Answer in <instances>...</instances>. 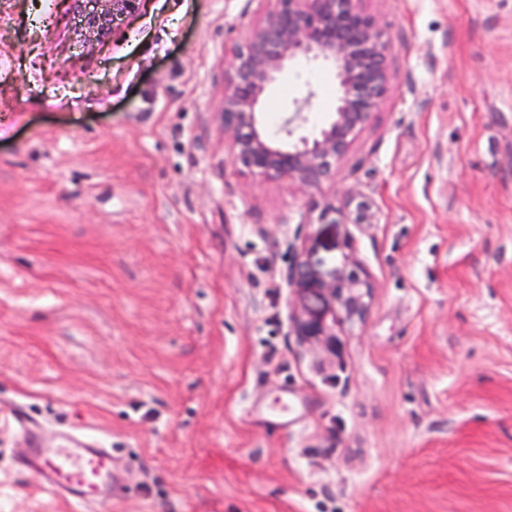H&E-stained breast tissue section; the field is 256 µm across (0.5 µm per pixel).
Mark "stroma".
<instances>
[{"label":"stroma","mask_w":512,"mask_h":512,"mask_svg":"<svg viewBox=\"0 0 512 512\" xmlns=\"http://www.w3.org/2000/svg\"><path fill=\"white\" fill-rule=\"evenodd\" d=\"M388 89L331 187L233 164L224 87L265 0H0V512H71L21 468L111 449L84 512H512V0H360ZM329 67L264 97L277 136ZM364 195L368 224H327ZM371 286L301 342L288 244ZM288 392L283 427L256 408ZM89 11L83 16V28L98 39H105L113 30L119 16L129 15L139 9L141 0H89Z\"/></svg>","instance_id":"35a3bbf8"}]
</instances>
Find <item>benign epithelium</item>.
<instances>
[{"instance_id": "1", "label": "benign epithelium", "mask_w": 512, "mask_h": 512, "mask_svg": "<svg viewBox=\"0 0 512 512\" xmlns=\"http://www.w3.org/2000/svg\"><path fill=\"white\" fill-rule=\"evenodd\" d=\"M141 0H89L83 15L84 28L105 39L120 16L139 9ZM272 7L252 28L237 49L233 73L224 87V132L231 137L234 162L272 179H288L305 187L333 182L336 164L347 154L357 132L385 95L388 44L384 31L371 16L362 13L358 0H270ZM321 61L336 71L339 93L334 117L312 137H301L286 148L260 130L259 112L267 87L298 57ZM314 90L293 101L291 115L282 132L294 136L306 122ZM348 224L368 221L366 205L355 210L328 207L329 214ZM294 260L288 267L289 286L301 299L316 296L325 302L320 309L303 305L294 318L296 335L307 340L330 335L327 317L341 312L348 320L362 319L367 310L370 285L348 264L322 269V262L309 253H299L288 244Z\"/></svg>"}]
</instances>
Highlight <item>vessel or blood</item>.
<instances>
[{"label":"vessel or blood","instance_id":"vessel-or-blood-1","mask_svg":"<svg viewBox=\"0 0 512 512\" xmlns=\"http://www.w3.org/2000/svg\"><path fill=\"white\" fill-rule=\"evenodd\" d=\"M33 465L44 492L54 495L60 487H71L77 505L97 499L112 474V457L102 448H37Z\"/></svg>","mask_w":512,"mask_h":512}]
</instances>
